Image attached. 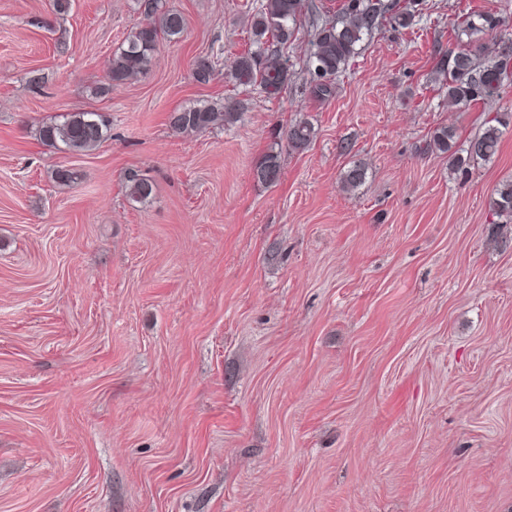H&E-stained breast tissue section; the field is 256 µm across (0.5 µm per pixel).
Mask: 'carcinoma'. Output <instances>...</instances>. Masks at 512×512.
Returning a JSON list of instances; mask_svg holds the SVG:
<instances>
[{"mask_svg":"<svg viewBox=\"0 0 512 512\" xmlns=\"http://www.w3.org/2000/svg\"><path fill=\"white\" fill-rule=\"evenodd\" d=\"M141 20L131 30L125 42L112 56V66L105 83L92 93L104 95L115 85L127 83L146 72L162 39L172 41L185 30L183 15L167 9L163 0H137ZM424 13L419 0H408L401 7L398 0H343L340 12L326 15L316 0H265L252 15L250 34L253 48L233 58L227 65L226 75L238 87L247 89L259 86L268 97H277L288 82V47L302 20L311 29L310 50L304 66L308 74V90L312 97L327 100L336 92V78L345 72L359 54L362 44L387 20L398 27H407ZM499 26L491 15L478 14L458 24V36L471 38L490 34ZM216 63L202 59L195 64L194 79L207 83L214 76ZM435 74L445 88L448 105L467 107L478 101L498 97L504 86L512 82V53L495 42L480 44L479 52L467 45L441 52L436 58ZM244 103L239 99L225 100L220 106L196 104L170 113V128L182 133L205 131L218 122L233 124L242 115ZM512 125V112H498L486 121L480 132L458 152L456 132L448 126L437 128L425 151L450 154L451 167L466 171V165L477 160L487 161L498 151L503 130ZM110 130V121L100 112H68L61 120L46 122L37 129L38 138L46 145L64 153L82 154L94 150ZM311 122L301 118L286 130L288 147L294 152L306 150L314 138ZM281 174L280 153L270 151L254 170L255 179L271 186ZM367 175L366 166L354 161L340 175V186L345 192L360 187ZM154 192L153 182L143 175L133 173L128 177L127 198L133 203H143ZM491 215L496 224H512V180L503 181L494 192L490 203Z\"/></svg>","mask_w":512,"mask_h":512,"instance_id":"obj_1","label":"carcinoma"}]
</instances>
